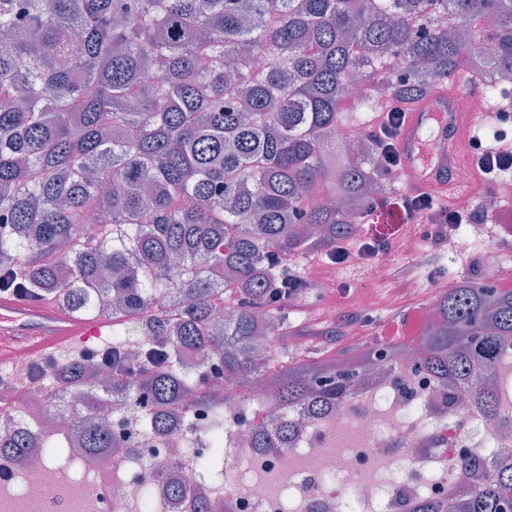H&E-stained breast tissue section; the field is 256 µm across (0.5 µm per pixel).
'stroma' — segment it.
<instances>
[{"label": "stroma", "mask_w": 512, "mask_h": 512, "mask_svg": "<svg viewBox=\"0 0 512 512\" xmlns=\"http://www.w3.org/2000/svg\"><path fill=\"white\" fill-rule=\"evenodd\" d=\"M506 182L502 175L496 181H486L475 169L469 182L454 183L442 190V199L450 202L463 193L495 200L494 205L471 216L472 223L487 226L489 238L465 243L458 254H449L447 241L436 237L435 226L425 217L411 214L403 225L393 229L384 230L376 224L367 227L369 236L387 238L394 246L385 280L370 278V263L366 260L341 267L322 253L297 259L296 268L312 286L290 302L288 325L275 338L277 348L297 360L321 356L345 359L387 341L396 314L429 320L449 282L467 278L512 286V196H505L502 190ZM402 240L412 241L431 255L430 265L413 268L411 257L397 248ZM491 250L498 255L493 264L486 259ZM362 303L367 310L361 312V320L346 322V315L359 312Z\"/></svg>", "instance_id": "1"}]
</instances>
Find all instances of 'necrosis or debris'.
Here are the masks:
<instances>
[{
	"instance_id": "obj_1",
	"label": "necrosis or debris",
	"mask_w": 512,
	"mask_h": 512,
	"mask_svg": "<svg viewBox=\"0 0 512 512\" xmlns=\"http://www.w3.org/2000/svg\"><path fill=\"white\" fill-rule=\"evenodd\" d=\"M408 345L389 374H371L336 413L308 421L288 447L258 448L250 441L257 424L273 425L276 410L261 396L225 393L224 479L210 485L214 512H408L417 498L448 500L471 490L459 467L481 457L493 470L503 448H512V428L489 425L474 405L448 400V387L416 360ZM0 407L35 431H59L74 409L69 393L50 389L36 373L24 393L0 389ZM118 446L86 458L69 451L78 476L42 456L9 461L0 481V512H130L151 488L150 512H188L171 500L166 473L192 476L195 462L182 453V433L145 434L137 424L104 407ZM199 490V481L191 483Z\"/></svg>"
}]
</instances>
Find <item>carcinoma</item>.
I'll return each instance as SVG.
<instances>
[{"label":"carcinoma","instance_id":"obj_1","mask_svg":"<svg viewBox=\"0 0 512 512\" xmlns=\"http://www.w3.org/2000/svg\"><path fill=\"white\" fill-rule=\"evenodd\" d=\"M463 68L489 91L512 75V0H0V103L16 102L0 107V289L112 320L114 354L137 337L142 358L106 395L149 406L151 433L180 425L191 399L209 427L185 454L224 434L226 385L267 386L285 415L256 438L286 445L296 413L342 407L377 352L302 362L256 334L258 308L288 324L283 269L349 237L350 202L362 224L395 217L367 204L387 194L373 140L342 150L330 134L348 110L379 111L378 90L413 105ZM509 351L512 291L465 279L440 296L420 363L496 425ZM52 369L78 396L81 447H116L94 417L95 357ZM37 447L65 443L9 431L0 461ZM464 470L472 493L410 512H512V459ZM197 473L222 478V456Z\"/></svg>","mask_w":512,"mask_h":512}]
</instances>
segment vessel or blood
I'll return each instance as SVG.
<instances>
[{"instance_id": "1", "label": "vessel or blood", "mask_w": 512, "mask_h": 512, "mask_svg": "<svg viewBox=\"0 0 512 512\" xmlns=\"http://www.w3.org/2000/svg\"><path fill=\"white\" fill-rule=\"evenodd\" d=\"M464 86L437 89L405 115L399 137L400 174L410 193L444 186V174L468 165L463 149L470 125ZM107 318H80L45 298L27 303L0 295V364L12 363L16 345H26L31 358L42 360L72 351L75 345L108 335Z\"/></svg>"}]
</instances>
